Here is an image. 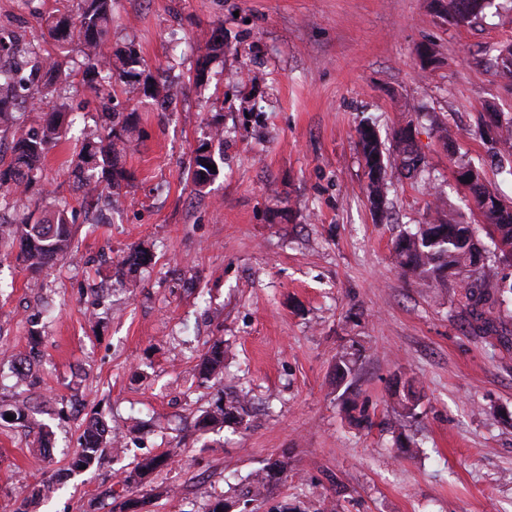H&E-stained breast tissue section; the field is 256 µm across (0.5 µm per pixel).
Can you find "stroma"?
<instances>
[{
    "mask_svg": "<svg viewBox=\"0 0 512 512\" xmlns=\"http://www.w3.org/2000/svg\"><path fill=\"white\" fill-rule=\"evenodd\" d=\"M224 52L196 82L214 31ZM512 43V0L454 23L435 0H115L106 50L135 47L181 93L137 112L121 164L128 181L85 208L69 160L105 117L94 92L67 89L75 113L42 184L0 218L42 217L67 201L74 251L32 279L0 250V352L29 355L34 385L0 369V407L29 402L27 426L0 420V512L43 481L61 484L38 512H108L137 462L168 451L145 485L144 512H205L216 495L279 459L287 476L235 512H512V266L481 228L461 164L512 202V171L477 132L479 115L512 114V79L491 64ZM374 124L397 162L394 133L415 130L422 186L393 178L383 220L367 201L356 129ZM222 130L224 167L192 181L195 148ZM442 201L475 227L497 334L471 330L466 277L405 274L394 243L433 223ZM145 250L132 272L120 265ZM39 332L31 348V332ZM223 341L224 385L196 369ZM353 368L336 379V359ZM419 397L400 414L404 383ZM244 396L238 428L196 432L218 391ZM122 452L67 473L90 416ZM49 430L54 448L36 456Z\"/></svg>",
    "mask_w": 512,
    "mask_h": 512,
    "instance_id": "obj_1",
    "label": "stroma"
}]
</instances>
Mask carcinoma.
<instances>
[{"instance_id":"1","label":"carcinoma","mask_w":512,"mask_h":512,"mask_svg":"<svg viewBox=\"0 0 512 512\" xmlns=\"http://www.w3.org/2000/svg\"><path fill=\"white\" fill-rule=\"evenodd\" d=\"M489 0H446L444 9L459 23L469 22L481 16ZM112 20V0H77L75 7H59L48 14L34 16L35 23L43 30L42 44L29 48L0 38V60L5 56L14 59V66L0 64V120L17 111L16 102L28 105V111L37 114L36 126L19 132L14 139L12 156L5 169H0V196L14 194L13 188L23 187L28 191L41 177L46 156L61 141L65 134L66 116L72 108L55 99L56 85L78 75L84 85L108 98L104 88L112 86V78L119 75L122 82L140 89L142 94L163 103H171L178 92L170 84L159 85L153 74L146 70L144 61L133 47L115 54L103 51ZM223 34L212 36L206 46V53L198 60L196 80L207 77V65L211 58L224 51ZM77 40L82 45V61L77 63L60 54L65 45ZM496 64L502 74L512 76V44L498 49ZM103 132L87 136L81 149L71 160L74 172L81 177L80 189L83 198L99 196L101 187L117 188L127 178L120 165V158L127 148L124 136L133 113H105ZM368 126L357 129L358 146L365 162L371 157L385 155L381 139L366 134ZM410 137L402 131L396 139L399 148L397 172L405 178L415 179L426 169L425 160H419L420 168L410 165L412 145ZM495 143L508 155H512V115H497ZM203 142L195 149L194 182L202 187L215 179L221 171L223 157L207 149ZM216 166L212 170L208 165ZM474 182L472 198L483 216L487 235L500 252L499 259L512 266V203L484 208L482 192L489 191L479 170L466 167ZM368 200L377 219H382L384 198L388 194V183L369 180ZM474 231L470 224H458L441 217L431 224H418L415 229L403 235L394 244V251L401 268L419 278L441 276L450 268L474 276L468 287L474 306L486 301L481 283L498 275L497 268L477 266L472 261ZM18 249L16 260L33 275H39L51 268L55 262L73 251V225L70 224L67 205H62L53 215L31 221L26 217L16 224H0V248ZM224 373V342L216 341L202 354L199 377L202 380H221ZM248 410L243 401L219 396L214 406L198 420L197 427L208 428L225 425L243 419ZM112 430L99 417L88 421L80 439V448L73 454L68 471L91 468L106 448L113 447ZM166 454L154 456L138 464L124 480L130 488L140 483L147 472L168 465ZM278 466L286 470L283 461L269 462L249 474L237 486L230 488L229 498L251 500L264 494L272 483L271 468ZM56 480H49L34 497L21 502L16 512H31L36 500L55 490ZM105 496L113 500L119 512L134 509L147 503V496L141 499H120L112 490ZM227 498V499H229ZM224 496L215 497L206 512H219L217 506L227 502Z\"/></svg>"}]
</instances>
